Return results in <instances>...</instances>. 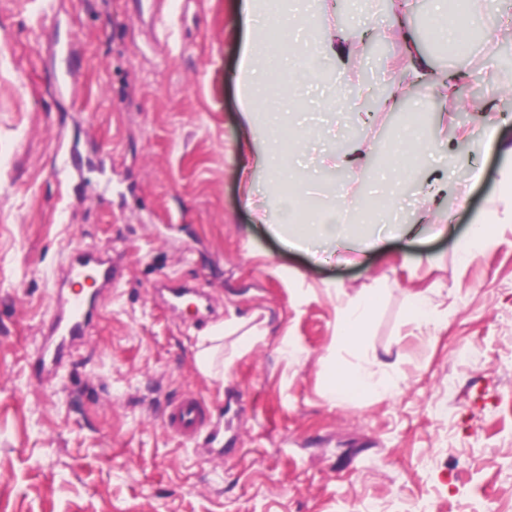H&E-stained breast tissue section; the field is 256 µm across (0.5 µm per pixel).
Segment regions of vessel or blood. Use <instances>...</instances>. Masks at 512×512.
I'll list each match as a JSON object with an SVG mask.
<instances>
[{"instance_id": "vessel-or-blood-1", "label": "vessel or blood", "mask_w": 512, "mask_h": 512, "mask_svg": "<svg viewBox=\"0 0 512 512\" xmlns=\"http://www.w3.org/2000/svg\"><path fill=\"white\" fill-rule=\"evenodd\" d=\"M95 275L97 290L90 293L84 286L88 275ZM118 282V270L112 258L101 248L90 247L69 255L52 281L53 309L44 323L45 340L36 347L32 361L37 368L61 366L73 347L87 335L97 314L100 291L112 290ZM208 407L192 393L170 405L163 423L178 437L193 438L206 427Z\"/></svg>"}]
</instances>
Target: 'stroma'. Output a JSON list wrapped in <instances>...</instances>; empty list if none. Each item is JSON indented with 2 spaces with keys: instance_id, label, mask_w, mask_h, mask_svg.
Wrapping results in <instances>:
<instances>
[{
  "instance_id": "35a3bbf8",
  "label": "stroma",
  "mask_w": 512,
  "mask_h": 512,
  "mask_svg": "<svg viewBox=\"0 0 512 512\" xmlns=\"http://www.w3.org/2000/svg\"><path fill=\"white\" fill-rule=\"evenodd\" d=\"M0 0V512H512V226L469 262L456 253L500 197L512 147V93L494 95L501 140L473 165L455 158L480 138L483 116L372 111L357 138L365 169L319 175L318 198L357 181L352 207L387 190L395 134L410 123L443 126L441 152L408 176L387 228L419 216V181L447 175L444 234L395 236L376 250L317 255L283 245L255 223L265 175L246 185L236 68L245 30L239 0H166L153 46L130 0ZM75 35L70 55L55 40ZM421 53L438 70L463 69L465 88L487 91L479 47L450 53L435 39ZM384 68L350 71L326 60L325 80L275 111L300 117L308 101L346 78L380 91L401 84L407 58L390 44ZM83 76L59 97L52 76ZM78 147V177L59 183V150ZM466 193L459 206L458 193ZM111 250L120 283L59 371L28 363L52 305L51 276L68 254ZM173 276L200 289L209 317L170 312L156 291ZM378 289L360 345L337 338L344 300ZM424 294L436 316L411 323L407 301ZM258 327L252 347H225L224 379L196 364L200 337L225 321ZM387 362L393 394L341 404L324 396L334 366ZM219 411L229 456L206 440L169 434L162 418L184 393Z\"/></svg>"
}]
</instances>
